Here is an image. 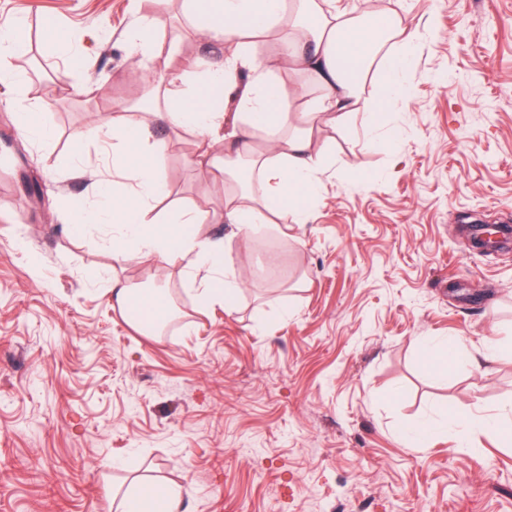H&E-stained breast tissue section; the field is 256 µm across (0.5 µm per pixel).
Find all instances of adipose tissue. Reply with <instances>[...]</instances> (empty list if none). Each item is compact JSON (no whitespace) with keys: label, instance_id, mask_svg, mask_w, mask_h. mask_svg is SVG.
Returning a JSON list of instances; mask_svg holds the SVG:
<instances>
[{"label":"adipose tissue","instance_id":"obj_1","mask_svg":"<svg viewBox=\"0 0 512 512\" xmlns=\"http://www.w3.org/2000/svg\"><path fill=\"white\" fill-rule=\"evenodd\" d=\"M300 6V0H182L198 37L222 45L223 53L173 50L161 77L167 94L141 118H123L117 102L95 113L87 132L111 145L112 166L126 183L119 188L97 179L95 205L73 201L77 231L116 225L120 240L110 245L116 261H186L188 282L202 305L218 300L232 305L238 279L225 270L224 246L204 233V225L224 221L254 233L273 216L305 222V203L317 197L323 168L310 124L344 125L356 114L376 118L389 99L405 92L414 45L410 36L403 39L402 51L387 57L379 91L367 96L359 89L370 48L402 27L403 18L386 9L363 29L348 10L332 5L319 11L315 24L302 26L295 21ZM22 28L17 18L0 22V81L16 86L25 81L11 64L26 48ZM271 37L278 42L276 53L262 54V43ZM286 66L322 89L319 97L304 100L298 115L283 105L277 74ZM243 69L248 79L241 84L237 75ZM228 100L235 109L231 115L224 110ZM158 123L194 133L196 164L220 171L225 183L233 182L235 165L246 161L249 183L210 209L183 205L154 213L153 202L167 193L160 160L170 149L169 142L154 137Z\"/></svg>","mask_w":512,"mask_h":512}]
</instances>
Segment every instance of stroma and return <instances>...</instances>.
Returning <instances> with one entry per match:
<instances>
[{"label": "stroma", "instance_id": "obj_1", "mask_svg": "<svg viewBox=\"0 0 512 512\" xmlns=\"http://www.w3.org/2000/svg\"><path fill=\"white\" fill-rule=\"evenodd\" d=\"M416 34L409 94L364 145L362 117L323 127L305 223L264 237L231 225L235 308L198 307L176 266L115 263L112 225L78 235L70 199H93L112 153L71 141L120 100L137 117L151 67L198 44L180 0H0L22 19L14 60L31 100L52 97L54 134L25 136L0 82V512H120L126 491L182 489L184 512H512V445L451 420L512 408V245L469 242L512 225V0H391ZM164 13L146 67L126 35ZM54 18L69 44L45 39ZM88 74L67 71L70 51ZM399 137L388 142L389 129ZM157 211L213 206L224 182L172 138ZM165 285L180 316L130 324L111 276ZM457 341L475 364L435 369L423 341ZM498 360L479 365L486 348ZM435 418L422 443L403 424Z\"/></svg>", "mask_w": 512, "mask_h": 512}]
</instances>
